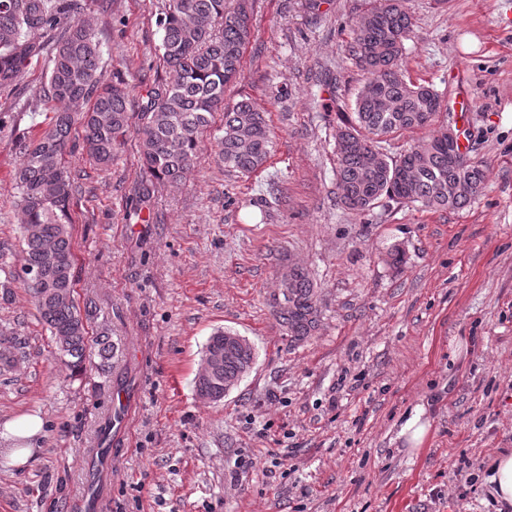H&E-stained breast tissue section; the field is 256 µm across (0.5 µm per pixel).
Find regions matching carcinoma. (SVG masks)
<instances>
[{
  "label": "carcinoma",
  "mask_w": 512,
  "mask_h": 512,
  "mask_svg": "<svg viewBox=\"0 0 512 512\" xmlns=\"http://www.w3.org/2000/svg\"><path fill=\"white\" fill-rule=\"evenodd\" d=\"M250 0H166L158 25L159 51L172 77L156 84L143 105L139 130L143 173L151 182L178 185L191 173L214 113L224 120L210 141L217 162L243 176L261 169L273 151L266 112L248 97L224 104L227 86L241 71L251 34ZM78 0H0V86L11 85L38 39L58 20L70 19L49 50V74L43 99L53 118L41 134L20 145L16 172L21 213L20 267L0 280V303L12 298L13 285L28 288L66 369L94 368L109 375L118 351L109 328L97 324V307L76 298L74 252L69 208L74 178L65 167L70 133L83 129V148L99 165L112 164L131 119L127 87L105 79L98 41L77 19ZM413 23L404 0H377L351 33L347 58L366 74L352 111L339 113L336 125V184L340 203L369 210L388 199L425 209L459 210L468 206L486 180L483 164L448 146V126L436 123L442 108L432 85L413 81L403 62L404 42ZM82 112L74 106L87 99ZM429 130L428 136L397 157L384 143L405 131ZM277 317L288 335L310 336L320 311L314 284L305 268L295 266L275 299ZM230 331L208 339L205 373L195 379L197 394L212 402L224 399L251 370L255 353L246 343L224 344ZM17 330L0 326V371L14 368L24 349Z\"/></svg>",
  "instance_id": "cac0c4a2"
}]
</instances>
